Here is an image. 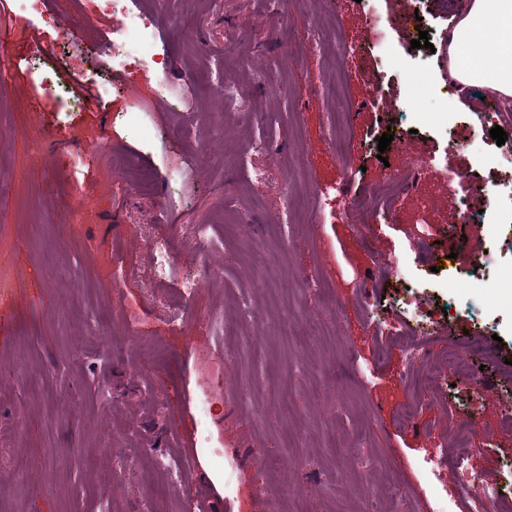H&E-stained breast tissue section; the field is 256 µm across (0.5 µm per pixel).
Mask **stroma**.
Returning a JSON list of instances; mask_svg holds the SVG:
<instances>
[{
    "mask_svg": "<svg viewBox=\"0 0 512 512\" xmlns=\"http://www.w3.org/2000/svg\"><path fill=\"white\" fill-rule=\"evenodd\" d=\"M127 6L157 18L154 67L116 70L96 50L113 20L102 0H0V512H197L201 497L211 512H446L463 473L426 460L463 424L468 470L512 501V291L467 284L475 256L512 273V251L487 250L493 211L448 221L452 196L505 176L448 121L504 106L447 88L440 52L463 0H419L427 49L401 25L409 0ZM33 30L49 52L29 48ZM388 49L397 70L380 66ZM183 75L189 119L158 94ZM337 83L352 112L334 137ZM138 107L148 127L127 123ZM387 131L405 141L378 151ZM243 137L259 146L246 165ZM129 157L153 189L120 168ZM410 166L418 184L375 223L345 214L343 196ZM156 238L199 281L191 298L155 274ZM445 253L453 267L435 271ZM407 303L434 316L415 363L391 339ZM215 313L237 329L220 354L199 329ZM451 349L469 379L442 364ZM410 368L433 384L409 387ZM208 382L226 391L210 424L223 463L201 457L181 488L152 459L195 453ZM392 476L396 497L380 491Z\"/></svg>",
    "mask_w": 512,
    "mask_h": 512,
    "instance_id": "1",
    "label": "stroma"
}]
</instances>
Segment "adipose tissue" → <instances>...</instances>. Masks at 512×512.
Returning a JSON list of instances; mask_svg holds the SVG:
<instances>
[{
    "label": "adipose tissue",
    "mask_w": 512,
    "mask_h": 512,
    "mask_svg": "<svg viewBox=\"0 0 512 512\" xmlns=\"http://www.w3.org/2000/svg\"><path fill=\"white\" fill-rule=\"evenodd\" d=\"M480 46L487 60L478 66L463 53ZM448 76L464 86H480L512 98V0H471L448 33Z\"/></svg>",
    "instance_id": "obj_1"
}]
</instances>
